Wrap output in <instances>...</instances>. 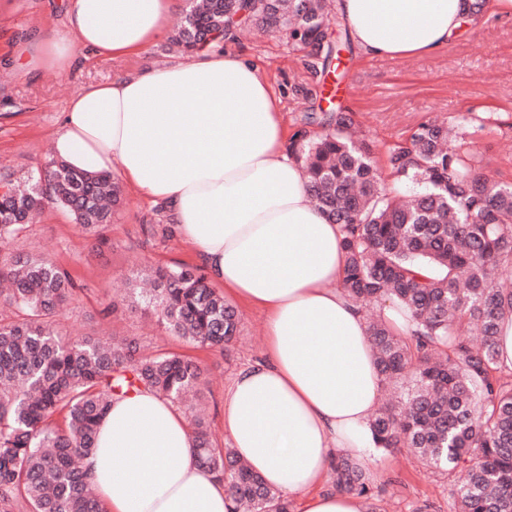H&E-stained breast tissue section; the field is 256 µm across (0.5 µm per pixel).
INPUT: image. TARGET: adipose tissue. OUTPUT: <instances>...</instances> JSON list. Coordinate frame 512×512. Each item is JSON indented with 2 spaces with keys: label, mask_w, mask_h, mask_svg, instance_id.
Wrapping results in <instances>:
<instances>
[{
  "label": "adipose tissue",
  "mask_w": 512,
  "mask_h": 512,
  "mask_svg": "<svg viewBox=\"0 0 512 512\" xmlns=\"http://www.w3.org/2000/svg\"><path fill=\"white\" fill-rule=\"evenodd\" d=\"M180 0H67L66 45L102 58L138 54L164 34ZM366 55L429 56L469 21L464 0H336ZM223 43L184 59L83 86L55 134L60 160L116 170L165 202L210 278L267 314L262 361L224 393V435L236 455L301 512H363L324 490L334 453L370 461L368 424L381 390L367 323L342 293V227L313 205L286 148L280 100L253 62ZM197 111H189V104ZM107 512H230L222 482L193 461L191 429L167 399L113 402L84 462Z\"/></svg>",
  "instance_id": "obj_1"
}]
</instances>
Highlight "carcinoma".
Instances as JSON below:
<instances>
[{
  "instance_id": "cac0c4a2",
  "label": "carcinoma",
  "mask_w": 512,
  "mask_h": 512,
  "mask_svg": "<svg viewBox=\"0 0 512 512\" xmlns=\"http://www.w3.org/2000/svg\"><path fill=\"white\" fill-rule=\"evenodd\" d=\"M327 0H188L176 43L186 51L224 34L239 12L259 29H282L292 45L328 66ZM343 112H308L288 141L303 162L315 207L343 227L340 288L360 308L390 302L412 322L404 337L381 316L368 321L381 382L392 399L370 422L375 446L405 450L453 477L454 512H512V373L499 363L501 324L512 317V182L476 168L448 128L422 122L390 147L383 165L351 140ZM317 125L311 135L306 127ZM0 512H106L84 470L112 400L148 390L174 404L203 393L205 371L178 352H148L134 339L70 338L58 317L84 288L45 257L13 247L49 204L86 233L112 224L123 197L110 174L53 160L20 181L0 173ZM151 288L130 279L131 306L158 318L186 344L219 349L239 333V315L197 265L150 268ZM479 340L467 336L469 325ZM194 461L224 481L232 512H292L231 448L191 418ZM336 491L372 501L371 476L331 459Z\"/></svg>"
}]
</instances>
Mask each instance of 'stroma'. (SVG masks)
Segmentation results:
<instances>
[{
    "label": "stroma",
    "mask_w": 512,
    "mask_h": 512,
    "mask_svg": "<svg viewBox=\"0 0 512 512\" xmlns=\"http://www.w3.org/2000/svg\"><path fill=\"white\" fill-rule=\"evenodd\" d=\"M65 0H0V170L19 175L54 157L53 136L73 95L84 85L105 83L139 68L176 61L173 43L177 19L163 36L139 55L110 60L77 54L64 65L42 64L24 73L19 51L40 37L68 38ZM329 41L343 42L334 73L321 75L305 53L276 33L246 32L227 50L256 63L267 75L283 105L287 131H295L302 113L335 109L348 114L360 136L374 145L376 158L407 137L423 121L456 127L462 117H482L485 131L473 149L481 171L512 182V14L485 11L475 26L465 27L436 55L410 59H376L363 55L339 20H332ZM125 204L106 230V243L84 234L63 209L46 208L39 222L20 235L22 248L53 259L84 285V296L62 314L68 333L98 332L135 336L165 351L198 359L207 369V422L213 440L224 444V393L236 373L259 360L266 348V316L239 306L240 336L219 352L183 345L154 317L124 311L104 320L102 302L121 299L136 264H191L194 252L180 236L142 242L140 227L162 224L159 204L125 188ZM380 512H453L448 477L426 469L403 452L376 451L369 468Z\"/></svg>",
    "instance_id": "stroma-1"
}]
</instances>
